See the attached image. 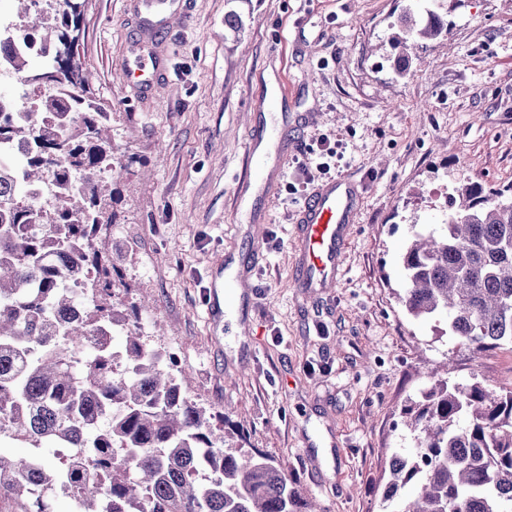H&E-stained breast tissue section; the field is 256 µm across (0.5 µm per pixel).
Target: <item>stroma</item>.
<instances>
[{"instance_id":"stroma-1","label":"stroma","mask_w":512,"mask_h":512,"mask_svg":"<svg viewBox=\"0 0 512 512\" xmlns=\"http://www.w3.org/2000/svg\"><path fill=\"white\" fill-rule=\"evenodd\" d=\"M132 2L84 0L78 46L129 164L113 174L105 237L121 310L223 417L226 452L274 458L325 512H388L390 459L417 446L401 410L430 366L447 361L452 384L512 388V345L473 361L446 318L413 319L398 298L404 246L453 189L512 184V0H183L144 98L121 71L141 39ZM426 11L447 31L398 68V21ZM283 112L288 154L261 202L263 257L241 304L210 283L246 245L253 126ZM323 135L338 154L315 181L348 179L358 197L325 290L295 279L305 200L288 192Z\"/></svg>"}]
</instances>
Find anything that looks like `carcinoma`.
<instances>
[{
	"mask_svg": "<svg viewBox=\"0 0 512 512\" xmlns=\"http://www.w3.org/2000/svg\"><path fill=\"white\" fill-rule=\"evenodd\" d=\"M18 2L13 36L54 52L33 68L0 41L31 100L7 107L0 94V143L23 147L0 162V436L76 453L59 467L0 450V492L21 498L34 485H74L76 512H317L273 459L218 447L224 428L189 399L173 359L133 336L127 374H114L112 328L122 318L100 231L116 223L108 178L124 164L111 112L79 62L84 0H62V9ZM442 33L409 15L395 39L405 49ZM50 179V197L30 192ZM86 265L93 279L69 288V273ZM402 267L412 317L446 315L448 333L477 356L512 343V184L455 188L443 222L415 232ZM403 414L420 443L392 459L383 497L397 512H512L511 390L438 381ZM202 466L211 477L198 483Z\"/></svg>",
	"mask_w": 512,
	"mask_h": 512,
	"instance_id": "obj_1",
	"label": "carcinoma"
}]
</instances>
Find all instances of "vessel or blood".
Segmentation results:
<instances>
[{
    "instance_id": "obj_1",
    "label": "vessel or blood",
    "mask_w": 512,
    "mask_h": 512,
    "mask_svg": "<svg viewBox=\"0 0 512 512\" xmlns=\"http://www.w3.org/2000/svg\"><path fill=\"white\" fill-rule=\"evenodd\" d=\"M143 5L150 13L146 26L154 36H162L178 12L175 0H143ZM122 72L125 78L133 80L137 93L143 95L163 75L164 65L156 50L145 46L125 60ZM282 138V130L278 127L265 125L254 131L248 152L265 175L264 180L254 185L255 196L264 195L267 185L274 181L278 168L269 165L268 160ZM354 201V188L347 180H331L314 186L297 218L300 226L297 268L304 287L324 288L335 283L340 245L352 221ZM260 255L259 240H252L241 256L225 262L224 273L215 277L213 287L220 288L229 283L233 288L248 291L250 283L245 270L256 263Z\"/></svg>"
}]
</instances>
